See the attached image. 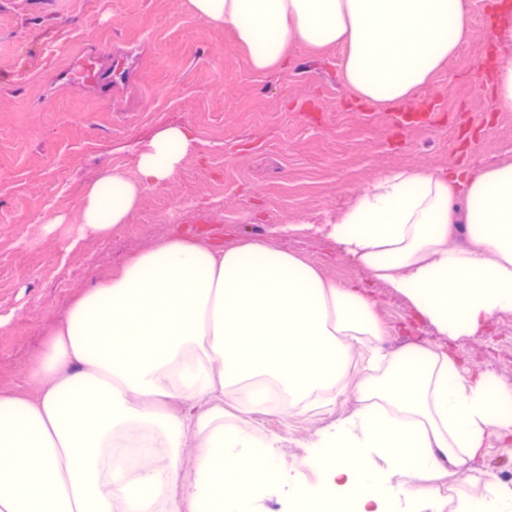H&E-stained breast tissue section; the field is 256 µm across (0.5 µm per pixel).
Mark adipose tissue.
I'll return each instance as SVG.
<instances>
[{"mask_svg":"<svg viewBox=\"0 0 512 512\" xmlns=\"http://www.w3.org/2000/svg\"><path fill=\"white\" fill-rule=\"evenodd\" d=\"M190 2L235 30L257 71L297 45L344 44V82L382 108L425 87L467 34L468 0ZM197 147L187 129L160 131L137 152L138 179L115 170L89 186L85 227L116 231ZM463 219L470 243L450 246ZM314 231L439 335L483 334L512 310L511 164L385 173ZM383 334L354 287L266 241L220 252L159 242L70 307L29 371L33 396L0 394V447L14 453L0 466V512H228L270 490L285 512H512L511 483L448 499L431 485L467 472L488 437L512 441V389L442 346L380 353ZM363 347L356 408L317 433L301 463H277L281 436L257 440L224 415L228 399L285 417L344 393ZM133 448L153 464L132 463ZM404 459L410 468L397 469Z\"/></svg>","mask_w":512,"mask_h":512,"instance_id":"obj_1","label":"adipose tissue"}]
</instances>
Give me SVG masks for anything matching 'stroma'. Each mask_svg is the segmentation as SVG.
<instances>
[{"label": "stroma", "instance_id": "35a3bbf8", "mask_svg": "<svg viewBox=\"0 0 512 512\" xmlns=\"http://www.w3.org/2000/svg\"><path fill=\"white\" fill-rule=\"evenodd\" d=\"M469 0L468 36L412 100L358 102L340 76L342 47L297 46L279 68L252 70L233 32L194 15L189 0H0V392L22 389L68 308L163 239L214 251L271 229L336 214L357 189L397 169L512 164V112H489L495 70L512 65V12ZM189 128L201 146L174 179L144 191L109 237L86 230V189L115 169L138 175L136 151L161 130ZM78 249H71V242ZM339 286L363 282L390 353L440 345L411 304L314 235H282ZM473 372L512 387V311L488 335L451 344ZM354 408L352 393L288 417L224 412L277 434L282 462ZM512 474V450L489 438L466 474L440 492Z\"/></svg>", "mask_w": 512, "mask_h": 512}]
</instances>
